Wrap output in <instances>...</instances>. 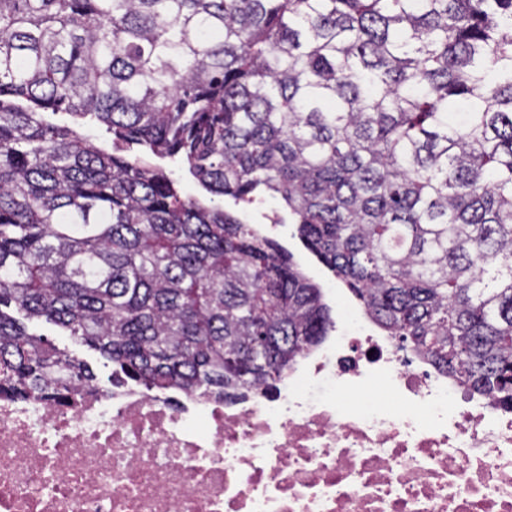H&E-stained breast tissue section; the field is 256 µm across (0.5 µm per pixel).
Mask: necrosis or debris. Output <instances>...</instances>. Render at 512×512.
Here are the masks:
<instances>
[{
  "mask_svg": "<svg viewBox=\"0 0 512 512\" xmlns=\"http://www.w3.org/2000/svg\"><path fill=\"white\" fill-rule=\"evenodd\" d=\"M0 512H512V405L343 305L233 402L118 380L0 396Z\"/></svg>",
  "mask_w": 512,
  "mask_h": 512,
  "instance_id": "obj_1",
  "label": "necrosis or debris"
}]
</instances>
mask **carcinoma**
Here are the masks:
<instances>
[{
	"label": "carcinoma",
	"mask_w": 512,
	"mask_h": 512,
	"mask_svg": "<svg viewBox=\"0 0 512 512\" xmlns=\"http://www.w3.org/2000/svg\"><path fill=\"white\" fill-rule=\"evenodd\" d=\"M266 193L389 335L512 403V0H0V394L96 382L24 318L149 389L275 387L333 319L216 203ZM148 160L162 166L166 173L178 183L179 187L185 194H199L200 189L188 174L187 168L184 164L180 163L178 160H173L168 157L161 159L151 154L148 155Z\"/></svg>",
	"instance_id": "cac0c4a2"
}]
</instances>
